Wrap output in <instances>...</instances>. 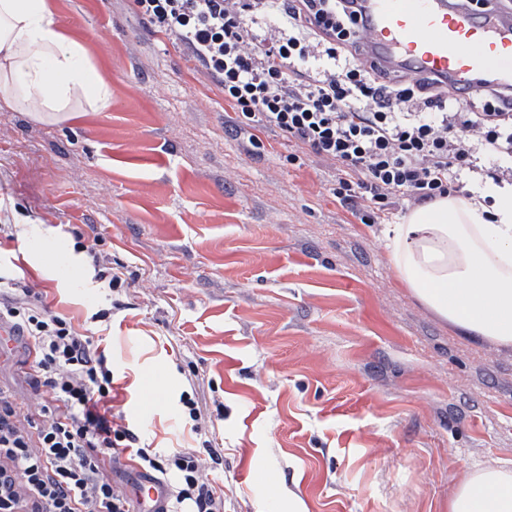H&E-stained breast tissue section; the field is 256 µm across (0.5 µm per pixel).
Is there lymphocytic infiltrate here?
Instances as JSON below:
<instances>
[{"instance_id": "1", "label": "lymphocytic infiltrate", "mask_w": 512, "mask_h": 512, "mask_svg": "<svg viewBox=\"0 0 512 512\" xmlns=\"http://www.w3.org/2000/svg\"><path fill=\"white\" fill-rule=\"evenodd\" d=\"M224 90L240 130L272 129L336 169L364 224L466 194L462 175L512 184V92L450 97L435 76L368 63L361 0H134ZM0 276V322L35 350L42 427L20 428L0 391V512H128L103 473L121 449L165 489L162 512H224L195 454L148 453L112 419V366L70 323Z\"/></svg>"}]
</instances>
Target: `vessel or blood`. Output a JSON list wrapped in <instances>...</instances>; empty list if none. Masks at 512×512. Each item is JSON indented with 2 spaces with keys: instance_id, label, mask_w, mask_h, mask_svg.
Masks as SVG:
<instances>
[{
  "instance_id": "b4317fda",
  "label": "vessel or blood",
  "mask_w": 512,
  "mask_h": 512,
  "mask_svg": "<svg viewBox=\"0 0 512 512\" xmlns=\"http://www.w3.org/2000/svg\"><path fill=\"white\" fill-rule=\"evenodd\" d=\"M368 59L410 75L437 74L476 96L512 89V17H477L463 0H364Z\"/></svg>"
}]
</instances>
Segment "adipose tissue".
I'll use <instances>...</instances> for the list:
<instances>
[{
    "mask_svg": "<svg viewBox=\"0 0 512 512\" xmlns=\"http://www.w3.org/2000/svg\"><path fill=\"white\" fill-rule=\"evenodd\" d=\"M0 100L35 112L102 110L110 89L86 48L55 25L48 0H0ZM490 207L450 196L392 225L407 288L463 333L512 347V187H482ZM448 512H512V469L474 470Z\"/></svg>",
    "mask_w": 512,
    "mask_h": 512,
    "instance_id": "adipose-tissue-1",
    "label": "adipose tissue"
}]
</instances>
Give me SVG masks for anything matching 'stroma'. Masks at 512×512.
<instances>
[{
	"instance_id": "stroma-1",
	"label": "stroma",
	"mask_w": 512,
	"mask_h": 512,
	"mask_svg": "<svg viewBox=\"0 0 512 512\" xmlns=\"http://www.w3.org/2000/svg\"><path fill=\"white\" fill-rule=\"evenodd\" d=\"M49 5L111 103L0 101V224L15 234L0 271L105 352L112 414L140 447L198 456L224 512H448L469 472L512 468V348L465 336L406 287L383 225L338 202L333 165L289 162L275 131L240 133L223 89L134 0ZM93 242L113 289L93 278ZM101 309L110 319L92 322ZM26 348L0 361V391L32 433Z\"/></svg>"
}]
</instances>
